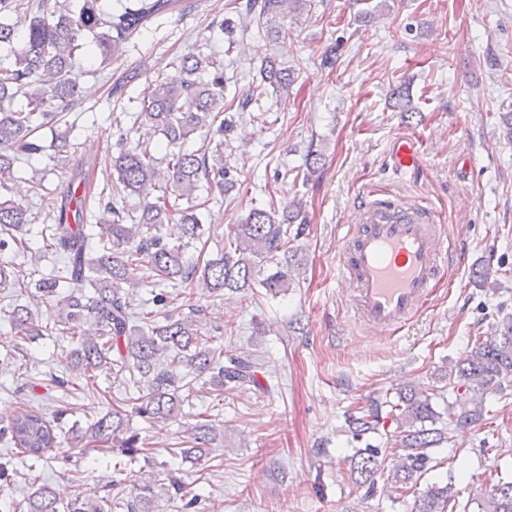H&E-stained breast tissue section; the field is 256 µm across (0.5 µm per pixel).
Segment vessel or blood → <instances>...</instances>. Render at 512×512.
<instances>
[{
  "label": "vessel or blood",
  "instance_id": "1",
  "mask_svg": "<svg viewBox=\"0 0 512 512\" xmlns=\"http://www.w3.org/2000/svg\"><path fill=\"white\" fill-rule=\"evenodd\" d=\"M392 157L398 169L418 167V141L396 140ZM440 239L441 227L427 207L378 189L365 193L360 223L348 233L339 271L353 287L359 322L388 334L407 324L445 275Z\"/></svg>",
  "mask_w": 512,
  "mask_h": 512
}]
</instances>
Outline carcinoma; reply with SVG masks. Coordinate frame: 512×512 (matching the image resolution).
<instances>
[{
    "instance_id": "1",
    "label": "carcinoma",
    "mask_w": 512,
    "mask_h": 512,
    "mask_svg": "<svg viewBox=\"0 0 512 512\" xmlns=\"http://www.w3.org/2000/svg\"><path fill=\"white\" fill-rule=\"evenodd\" d=\"M309 0H249L247 15L265 18L267 32L276 39L288 36L287 29L275 24L303 9ZM173 0H128L122 10L107 11L105 0H82L73 12H62L57 0H0V45L21 42L8 67L0 66V102L17 93L25 98L22 110L0 107V182L11 177L14 165L23 157L40 155L44 146L35 137L45 125H68L66 107L80 93L71 77L72 56L85 32L98 31L102 60L118 57L124 45L157 15L169 10ZM23 15L28 18L24 30L4 23L3 17ZM180 78L160 82L140 100L130 131L145 128L163 135L169 148L166 182L162 194L149 200L156 190L159 176L157 158L150 144L138 138H120V152L112 159L111 198L103 207L99 223L104 225L108 246L92 255L91 234L84 224L85 197L70 191L62 197L57 224L51 227L50 251L60 259L61 267L35 281L11 266L0 263V287L27 288L56 303L60 320L53 326L40 325L32 313L17 305L8 320L15 342L34 341L59 332L71 339L66 359L69 371L86 380L101 373L129 375L138 387L134 412L154 424L170 420L191 391L192 381L182 372L192 368L210 375L214 391L233 385H258L255 362L242 353L224 358L220 347L195 349L198 324L194 315L199 309L189 307L191 315L165 313L168 297L156 294L145 303L147 315L134 318L126 301L124 285L152 286L169 282L188 287L199 283L211 293L264 288L271 294L286 291L296 274L288 263L278 261L280 252H288L291 239L305 231L302 202L296 201L283 210L281 219L275 212L254 207L233 237L227 239L224 252L208 258L190 259L184 248L169 245L161 234L162 225L176 221L187 242L201 239L205 229L197 214L196 192L201 181L225 192L235 187L230 167L224 165V135L233 131L235 116L224 114V76L211 80L204 75L211 69L224 70V62L213 53L191 52L179 60ZM40 70L50 71L55 80L37 85L33 76ZM262 78L276 91L288 94L290 73L268 59L260 69ZM210 138L199 151H186L182 144L199 130ZM186 200L187 207L170 204L168 195ZM140 199L137 216L130 215L127 199ZM32 223L27 211L12 200L0 199V252L17 254L29 249L27 226ZM267 264L275 268L261 276ZM93 289V295L84 288ZM439 380L452 385V403L459 424L476 425L484 420L486 396L501 392L512 382V316L500 320V329L487 339L475 337L467 354ZM397 401L377 399L359 414L347 418L353 437L376 432L389 420L396 425L392 476L387 492L404 495L417 486L432 469L430 449L450 441L445 428L436 427L439 413L433 407L434 393L409 385L396 392ZM0 439H6L18 453L37 459L60 447L56 426L35 408L19 411L0 427ZM217 434L207 419L197 421L189 439L180 448L186 459L199 461L209 452ZM71 447L80 454L120 450L135 459L144 453L138 434L130 431L120 410L98 417L86 427L75 429ZM385 458L372 445L359 448L350 458L352 483L374 489L375 476ZM182 484L172 473L162 480L146 474L130 495L122 491L106 492L93 498L77 496L60 505L51 487L42 485L24 503L6 501L0 490V512H163V502L181 498ZM452 482L432 484L419 495L415 512H453L456 505ZM478 512H512V479L500 478L476 501Z\"/></svg>"
}]
</instances>
